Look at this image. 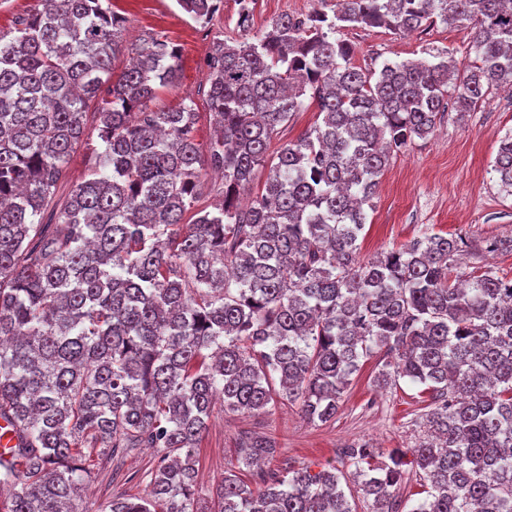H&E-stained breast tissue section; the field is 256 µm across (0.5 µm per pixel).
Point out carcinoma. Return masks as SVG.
Returning a JSON list of instances; mask_svg holds the SVG:
<instances>
[{"instance_id": "carcinoma-1", "label": "carcinoma", "mask_w": 512, "mask_h": 512, "mask_svg": "<svg viewBox=\"0 0 512 512\" xmlns=\"http://www.w3.org/2000/svg\"><path fill=\"white\" fill-rule=\"evenodd\" d=\"M38 2L0 34V416L22 461L0 467L5 512H76L90 462L139 448L165 451L149 494L114 497L109 512H194L195 449L217 400L253 414L285 398L326 423L379 352L375 386H423L430 436L386 460L346 448L367 512H399L407 466L428 485L411 512H512V279L459 282L458 235L424 231L367 260L358 243L390 159L434 134L448 97L468 112L512 84L509 0H336L330 13L319 0L251 42H220L204 147L193 102L149 108L179 76L175 46L150 38L114 80L111 0ZM175 2L198 23L218 9ZM460 21L475 28L462 63L430 48L375 72L339 37ZM308 102L319 121L270 151ZM91 104L100 150L63 196ZM206 169L224 178L220 199L187 223ZM493 171L511 193L512 135ZM277 451L269 436L241 443L217 512H354L332 464L252 489L242 471Z\"/></svg>"}]
</instances>
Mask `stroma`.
Listing matches in <instances>:
<instances>
[{"label":"stroma","instance_id":"obj_1","mask_svg":"<svg viewBox=\"0 0 512 512\" xmlns=\"http://www.w3.org/2000/svg\"><path fill=\"white\" fill-rule=\"evenodd\" d=\"M125 19L121 47L112 59L113 75L129 65L131 50L144 39L161 37L180 51V73L162 88L151 107L164 111L184 98L195 102L197 139L207 143L211 114L206 102L209 88L206 58L215 43L256 35L283 14H308L318 0H255L248 29L238 26L237 0H220L209 23L200 24L176 5L175 0H112ZM344 37L355 48L356 65L381 69L384 62L420 59L426 48L452 53L458 61L469 57L474 31L468 23L439 24L412 35H397L382 28L353 29ZM512 134V95L495 91L467 113L449 106L441 125L425 140H415L394 156L380 178L374 209L367 215L361 253L369 259L407 244L422 232L460 234L471 241L512 236V196L500 193L492 165L499 144ZM512 278V253L468 249L457 262L466 277L485 270ZM383 364L381 355L363 362L345 391L335 419L322 423L304 420L297 406L280 400L267 412L240 414L216 407L196 450L201 494L198 512H214L215 487L232 467L236 448L248 433L276 439L279 451L266 461L268 471L285 472L302 466L319 470L332 463L345 475L353 466L342 450L369 442L381 454L414 447L426 432L419 416V387L407 380L397 386L377 388L373 380ZM160 449L141 448L124 457L117 469L95 472L79 487L77 512H108L114 494L146 496L148 487L139 474L155 466Z\"/></svg>","mask_w":512,"mask_h":512}]
</instances>
